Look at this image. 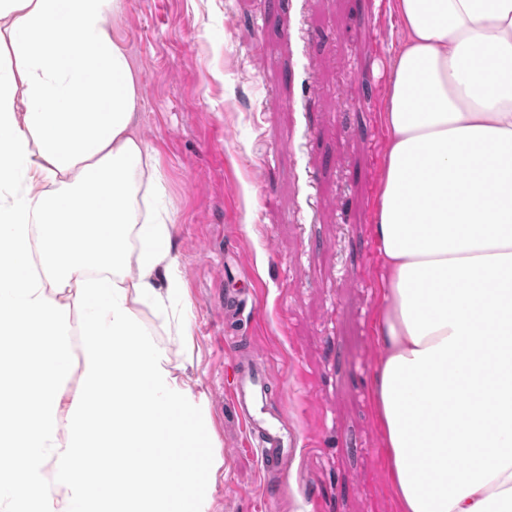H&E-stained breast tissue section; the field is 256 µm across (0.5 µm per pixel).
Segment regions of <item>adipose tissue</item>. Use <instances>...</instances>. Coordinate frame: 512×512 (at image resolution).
<instances>
[{"instance_id":"adipose-tissue-1","label":"adipose tissue","mask_w":512,"mask_h":512,"mask_svg":"<svg viewBox=\"0 0 512 512\" xmlns=\"http://www.w3.org/2000/svg\"><path fill=\"white\" fill-rule=\"evenodd\" d=\"M124 5L0 0V512H209L222 465L205 395L130 308L187 300L163 176L138 183ZM390 12L376 413L402 512H512V0ZM102 449L93 499L76 474Z\"/></svg>"}]
</instances>
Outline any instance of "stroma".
Masks as SVG:
<instances>
[{"label":"stroma","mask_w":512,"mask_h":512,"mask_svg":"<svg viewBox=\"0 0 512 512\" xmlns=\"http://www.w3.org/2000/svg\"><path fill=\"white\" fill-rule=\"evenodd\" d=\"M109 24L138 70V129L176 215L192 354L130 306L206 397L224 461L210 512H398L370 396L380 113L400 38L387 0H127ZM238 359L266 370L264 415L300 439L269 472L231 404Z\"/></svg>","instance_id":"stroma-1"}]
</instances>
